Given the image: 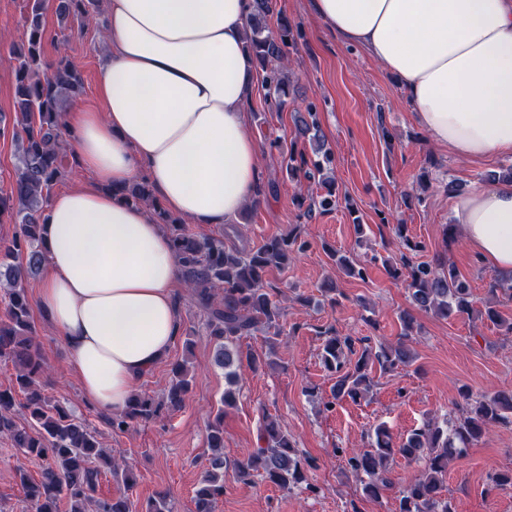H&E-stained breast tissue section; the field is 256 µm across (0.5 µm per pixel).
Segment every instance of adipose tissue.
Segmentation results:
<instances>
[{"mask_svg": "<svg viewBox=\"0 0 512 512\" xmlns=\"http://www.w3.org/2000/svg\"><path fill=\"white\" fill-rule=\"evenodd\" d=\"M345 44L398 81L431 139L456 155L512 154V0H309ZM101 111L69 115L85 183L55 194L36 294L84 398L125 411L180 330L179 265L151 212L117 195L143 178L195 224L255 200L261 146L246 100L248 0H104ZM452 215L487 264L512 274V183L459 197Z\"/></svg>", "mask_w": 512, "mask_h": 512, "instance_id": "1", "label": "adipose tissue"}]
</instances>
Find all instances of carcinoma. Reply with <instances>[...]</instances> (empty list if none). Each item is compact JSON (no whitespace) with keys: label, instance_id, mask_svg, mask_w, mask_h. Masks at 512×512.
Listing matches in <instances>:
<instances>
[{"label":"carcinoma","instance_id":"obj_1","mask_svg":"<svg viewBox=\"0 0 512 512\" xmlns=\"http://www.w3.org/2000/svg\"><path fill=\"white\" fill-rule=\"evenodd\" d=\"M274 0H250L246 24V48L264 67L272 61L285 60V49L297 45L298 31L288 24L268 27V16L274 12ZM47 0H29L24 16L25 38L12 50L16 60V87L12 124L0 115V138L7 136L15 145V181L10 191L0 194V223L8 218L15 231L0 242V292L4 293L6 317L0 319V362H10L15 369L14 382L25 393L18 403L12 388H0V435L8 437L14 448L42 462L41 479L35 481L26 473L18 474L25 491L28 512H59L66 501L68 512H136L128 495L100 498L99 477L109 472L120 477L125 488L136 484L130 466L116 462L98 440V433L76 419L67 407L46 396L38 387L45 371L39 345L35 341L32 321V299L24 283L43 269L46 256L42 241L45 213L53 186L65 170L69 134L64 121L63 105L82 92L84 80L71 58L63 53L52 63L44 59L45 43L51 38L45 14ZM97 9V0H54L56 16L63 27L72 21L89 19ZM265 102L276 111L287 105L288 81L278 67L266 70ZM316 113L308 110L296 122V135L319 140ZM334 155L319 145L308 155L293 149L283 157L282 171L290 181H308L322 177L323 183H334ZM119 193L130 203L146 205L153 210L157 222L167 226L181 274L192 290L195 306L207 317L210 336L216 344L215 361L224 368L226 386L213 421L208 424L206 467L195 491V512H213L216 500L224 495V468L228 461L224 452V412L236 399L238 370L247 365L257 372L271 365L267 359L251 355L242 359L236 340L260 328L278 329L281 306L264 286L270 268L288 267L289 255L302 250L305 243L288 231L264 241L255 249L228 248L222 237H206L190 230L183 220L173 216L157 202L149 182L141 179ZM333 191L310 199L304 217L326 213L336 207ZM329 258L349 276L365 279L363 267L346 255L328 251ZM402 267L389 266L394 278L406 270L407 289L412 303L419 309L448 318L473 310L471 291L455 268L442 266L441 259L412 263L401 256ZM403 333L396 343L373 347L369 338L356 349L357 340L338 334L335 328L319 331L323 338L321 362L336 373L331 397L323 403L325 410L349 398L353 401L373 386L372 369L392 372L409 367L416 360L411 348L414 317L400 315ZM172 378L166 399L157 402L146 394H134L132 404L122 414L109 419L114 430L123 431L138 420L157 415L161 407L179 409L191 387L189 370L177 362L171 368ZM469 406L461 417H448L439 423L433 419L413 428L401 444L396 445L388 430L374 428L367 446L350 453L343 448L348 472L360 478L365 495L377 500L392 486L390 462L399 455L423 461L420 474L399 492L398 512H453L441 490L448 464L464 454L490 428L512 425V391L473 396L467 386L458 390ZM24 413L29 425L19 422ZM260 439L264 446L246 459L234 463L239 482L250 484L257 475L282 488L305 486L311 492L317 487L309 480V462L298 457L288 432L274 420H266Z\"/></svg>","mask_w":512,"mask_h":512}]
</instances>
